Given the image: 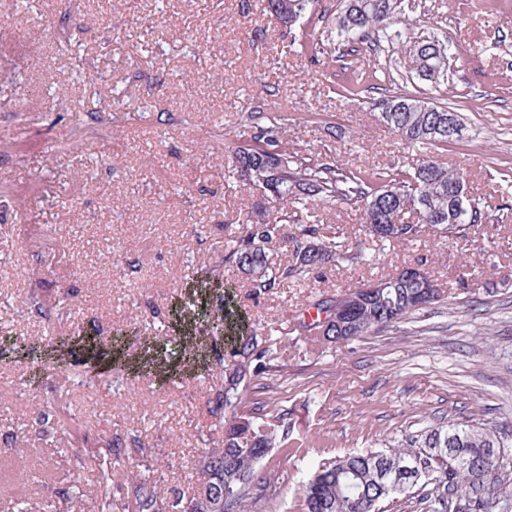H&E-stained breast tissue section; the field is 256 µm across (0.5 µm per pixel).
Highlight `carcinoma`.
<instances>
[{"mask_svg":"<svg viewBox=\"0 0 512 512\" xmlns=\"http://www.w3.org/2000/svg\"><path fill=\"white\" fill-rule=\"evenodd\" d=\"M270 16L292 27L316 29L339 7L337 35L340 44L356 51V46H377L380 33L387 30V19L395 0H268ZM419 64L429 75L445 71L448 56L439 40L423 44L417 54ZM380 120L408 144H446L448 116H458L448 107L412 95L392 93L377 103ZM288 116L271 117L252 110L241 113L239 126L247 133L249 147L235 152L234 171L245 184L263 189L268 206L249 214H239L232 223L238 231L224 243V262L232 263L248 275L251 294L264 295L289 278L344 257L342 243L324 241L312 224H302L293 237L292 263L274 266L266 249L288 238L282 224L288 211L299 212L316 202L333 206L345 203L360 208L368 229L381 224L389 227L382 240L409 242L421 233L422 225L434 227L444 238L466 236V229L482 222L479 208L458 206V191L464 189L462 175L423 161L413 174L395 168L355 173L345 169L328 154L315 161L288 151L285 128ZM415 211L418 222L406 224L401 215ZM406 271L386 279L392 287L383 294L365 295L355 302L348 294L320 295L309 308L315 315L299 324L301 331L326 342L363 336L377 328L403 320L409 313L441 300L440 289L431 276L422 282L405 278ZM353 332L321 331L322 317L336 313ZM269 331L254 328L239 337L226 353L219 349L211 370L224 377V387L213 402L212 413L219 425L209 434V448L200 461L192 496L183 500L168 496L158 480L151 477L150 465L138 464L128 472L127 498L134 512H243L244 503H258L267 495L270 478L262 476L258 464L271 448L288 447L285 414L267 411L259 422L239 414L244 392L252 378L274 369V351ZM56 412L43 405L36 419L43 432L54 430ZM140 439L130 433L84 449V457L98 462L101 479L112 468L125 465L128 448L138 447ZM504 438L465 423L448 422L433 427L419 439L400 446L334 459L316 472L307 484L303 512H381V504L413 490L423 492L429 512H491L493 502L485 497V480L507 472L509 459L501 448ZM499 450V457L488 453ZM82 494L59 492L58 504L41 506L22 500L17 512H76Z\"/></svg>","mask_w":512,"mask_h":512,"instance_id":"1","label":"carcinoma"}]
</instances>
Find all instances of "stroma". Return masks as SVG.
I'll list each match as a JSON object with an SVG mask.
<instances>
[{
  "label": "stroma",
  "instance_id": "obj_1",
  "mask_svg": "<svg viewBox=\"0 0 512 512\" xmlns=\"http://www.w3.org/2000/svg\"><path fill=\"white\" fill-rule=\"evenodd\" d=\"M165 2V19L149 27L154 0H27L20 13L0 0V512L65 489L83 493L84 512L104 495L124 503L125 468L104 481L94 462L75 464L115 432L139 435L167 465V488L190 495L218 423L209 399L223 379L209 369L206 329L218 301L225 343L255 325L274 331L275 369L247 400L285 410L288 445L261 461L272 484L252 512H300L325 462L440 422L512 435V0H399L392 39L360 48L344 69L311 62L306 30L256 31L267 0ZM437 36L448 54L440 79L413 62ZM48 73L67 97L48 94ZM385 89L448 104L461 137L405 147L378 119ZM255 108L288 115L289 150H329L355 172L409 173L425 159L461 172L482 223L458 244L429 231L389 244L367 234L358 208L318 206L287 232L318 225L347 257L251 296L224 260L220 225L262 199L227 166V133ZM361 248L367 260H357ZM417 264L443 292L430 308L348 342L298 333L318 293ZM85 336L110 359L111 389L79 383L73 348ZM182 341L192 356L172 362L167 351ZM45 403L57 419L47 438L35 424ZM142 448L130 449V464Z\"/></svg>",
  "mask_w": 512,
  "mask_h": 512
}]
</instances>
